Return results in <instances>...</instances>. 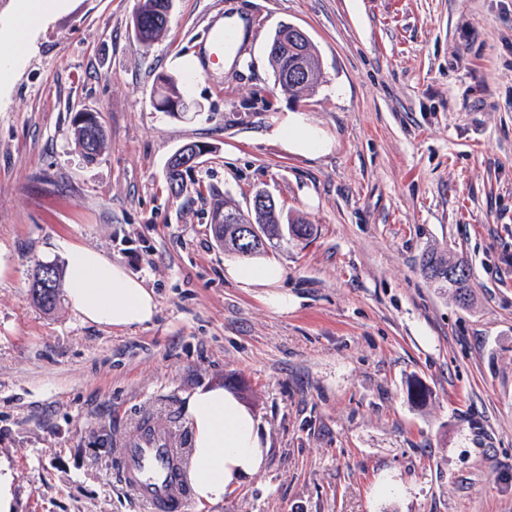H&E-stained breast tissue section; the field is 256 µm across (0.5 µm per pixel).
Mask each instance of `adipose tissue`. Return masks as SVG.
<instances>
[{
    "label": "adipose tissue",
    "instance_id": "ef3b65f1",
    "mask_svg": "<svg viewBox=\"0 0 512 512\" xmlns=\"http://www.w3.org/2000/svg\"><path fill=\"white\" fill-rule=\"evenodd\" d=\"M63 0H20L18 24L5 34L0 49V87L9 83L32 45L35 31L62 6ZM284 152L324 153L329 139L294 112H283L264 134ZM65 257L64 290L71 308L84 321L112 328H135L151 322L157 301L151 289L101 251L61 239ZM224 276L242 288H261L265 302L287 310L288 296L280 287L285 270L267 259L225 263ZM184 413L193 429L187 478L202 512L221 503L226 491L258 473L269 448L254 416L230 393L208 389L187 398Z\"/></svg>",
    "mask_w": 512,
    "mask_h": 512
}]
</instances>
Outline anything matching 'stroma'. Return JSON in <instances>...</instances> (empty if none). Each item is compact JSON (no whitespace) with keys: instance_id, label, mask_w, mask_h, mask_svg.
I'll list each match as a JSON object with an SVG mask.
<instances>
[{"instance_id":"stroma-1","label":"stroma","mask_w":512,"mask_h":512,"mask_svg":"<svg viewBox=\"0 0 512 512\" xmlns=\"http://www.w3.org/2000/svg\"><path fill=\"white\" fill-rule=\"evenodd\" d=\"M136 0H67L0 88V457L16 512H148L113 479L116 438L189 432L186 398L232 392L270 442L263 468L205 512H512V0H174L153 44ZM244 16L242 64L203 62L193 106L157 111L159 75ZM323 77L275 80L280 25ZM109 147L87 161L73 107ZM282 112L322 129L318 156L261 137ZM211 146L180 194L181 145ZM270 192L315 225L267 256L288 309L224 277L209 230L223 199ZM94 247L155 294L150 323L84 322L29 287L54 242ZM471 268V300L431 288L422 252Z\"/></svg>"}]
</instances>
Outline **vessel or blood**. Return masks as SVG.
I'll use <instances>...</instances> for the list:
<instances>
[{"label":"vessel or blood","instance_id":"1","mask_svg":"<svg viewBox=\"0 0 512 512\" xmlns=\"http://www.w3.org/2000/svg\"><path fill=\"white\" fill-rule=\"evenodd\" d=\"M121 446L124 463L116 482L151 512H182L189 488L182 477L184 456L176 437L137 430L125 436Z\"/></svg>","mask_w":512,"mask_h":512}]
</instances>
